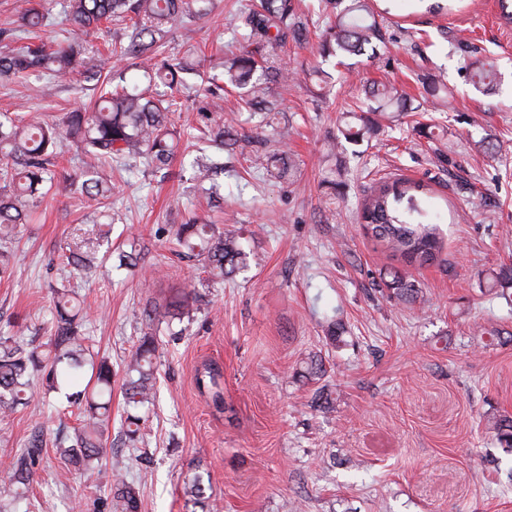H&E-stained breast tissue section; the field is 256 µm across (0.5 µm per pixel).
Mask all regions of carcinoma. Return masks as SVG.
Here are the masks:
<instances>
[{"mask_svg":"<svg viewBox=\"0 0 512 512\" xmlns=\"http://www.w3.org/2000/svg\"><path fill=\"white\" fill-rule=\"evenodd\" d=\"M323 12L335 14L336 23L326 30L320 53L324 56H361L376 53L385 40V22L372 13L366 0H321ZM212 11V0H66L63 19L72 27L75 37L56 43L31 40L30 34L50 24L49 14L36 6L25 10L23 29L1 28L0 41L11 39L12 45L0 51V83L30 69H41L57 81L66 83L78 72L98 77L111 75V89L104 92L88 110L66 113L59 121L49 123L39 118L0 120V277L11 274L13 252L8 244L17 225L27 224L41 202L44 185L56 187L61 195L79 194L91 200L107 198L110 191L105 165L128 160L141 161L160 170L170 166L177 143L174 141L172 106L174 98H161L153 93L157 85L171 89L186 85L185 75L200 79L207 118L206 131L212 146L230 154L242 147L233 118L210 117L223 109L224 92L238 93L244 107L264 113L265 125L272 126L271 116L282 112L274 91L291 81L306 84L323 74L312 68L291 72L286 61L287 50L301 49L307 43L308 19L301 12L300 0H257L240 5L235 20L240 39L235 50L218 62L195 60L189 54L180 58H164L143 70L147 87L130 90L125 85L128 63L150 61L156 50L176 26L185 21L200 20ZM112 21L125 29L126 40L113 45L112 57L89 63L84 58L85 37L99 33L100 23ZM472 83L478 89L492 90L499 84V73L479 58H474ZM425 92L439 97L441 106L449 109L448 90L439 86L428 74L419 77ZM366 94L373 106L371 112L418 111L407 106L394 83L380 82ZM74 142L82 154L79 172L54 181L52 167L59 149ZM251 162L260 166L266 180L279 183L288 179L294 164L288 152L254 153ZM218 164L208 158L195 163V179L203 192L211 194L216 185L205 187L216 173ZM419 187L410 180L384 182L364 200L360 228L404 268H393L383 279L384 293L399 303L414 306L420 301V288L409 269L422 268L438 261L443 239L436 225L425 222L420 201L409 190ZM175 239L179 255L202 264L211 280H224L246 264L247 253L232 231L215 232L212 225L195 218L178 225ZM95 250L84 239L74 241L65 256L66 265L83 271L93 264ZM491 289L512 288V266H502L492 274ZM195 289L183 288L167 308L168 317L183 319L192 311ZM54 338L48 350L25 348L0 337V414L13 411L32 397V377L42 376L49 389L59 382H81L82 356L88 351L82 332L83 308L71 300L66 289L54 290ZM156 347L149 336L132 352L127 363L128 391L132 403L141 406L151 400L156 371ZM219 368L205 364L197 374L200 386L208 388L216 410H224ZM112 392V367L103 362L96 372L92 396L79 390L71 397L84 403L81 427L75 430L71 444L60 448V458L78 466L81 476L91 481L98 474L97 462L104 453L102 440L109 427V401ZM487 429L503 447L512 448V415L495 414L487 420ZM40 440L33 438L30 450L7 468L0 469V483L23 488L29 484ZM111 487L123 504V512H138L135 490L121 475L120 462H114ZM184 489L193 504L206 507L203 476L199 472L185 478Z\"/></svg>","mask_w":512,"mask_h":512,"instance_id":"obj_1","label":"carcinoma"}]
</instances>
